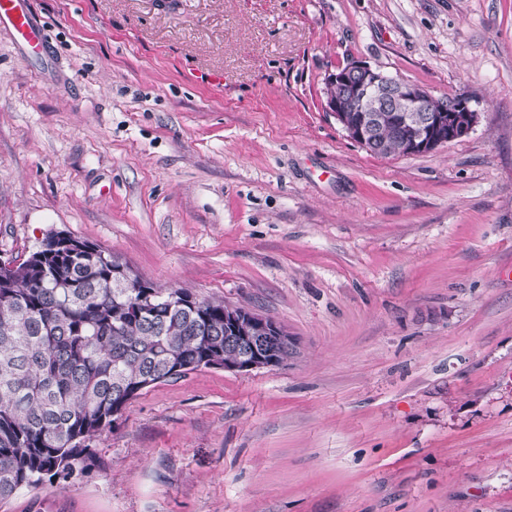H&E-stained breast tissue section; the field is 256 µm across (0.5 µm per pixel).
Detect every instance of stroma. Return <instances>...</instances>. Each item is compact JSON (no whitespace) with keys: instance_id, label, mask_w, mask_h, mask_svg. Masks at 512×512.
<instances>
[{"instance_id":"stroma-1","label":"stroma","mask_w":512,"mask_h":512,"mask_svg":"<svg viewBox=\"0 0 512 512\" xmlns=\"http://www.w3.org/2000/svg\"><path fill=\"white\" fill-rule=\"evenodd\" d=\"M0 26V259L51 232L268 316L280 366L130 401L92 465L0 512H512V0H31ZM353 60L467 96L376 156ZM31 0H0V25L6 24L13 37L37 52L47 50L43 28L30 9ZM326 94L332 95L328 99V108L333 112L336 120L344 127L348 137L353 141L370 148L367 150L377 156L403 155V149L407 154L427 153L450 141L466 136L475 126L478 120V112L470 105V99L464 97L456 103L455 107H440L436 110L426 109L421 97L417 93V86L408 81L399 80L388 75L380 69L372 68L365 62L353 61L346 67L337 68L326 79ZM348 96H341L343 90ZM374 89L380 94L384 107H396L397 103H406V120L410 124L406 137V130L398 122L403 117V112H380L383 117L380 124L381 137L384 142L378 147L379 138L377 128L370 115L363 116L358 122H352L358 114L368 112H349L348 103L356 101L363 90ZM361 97V100L364 98ZM368 92L364 101L367 107L372 101ZM348 112V117L345 115ZM377 148V149H374Z\"/></svg>"}]
</instances>
